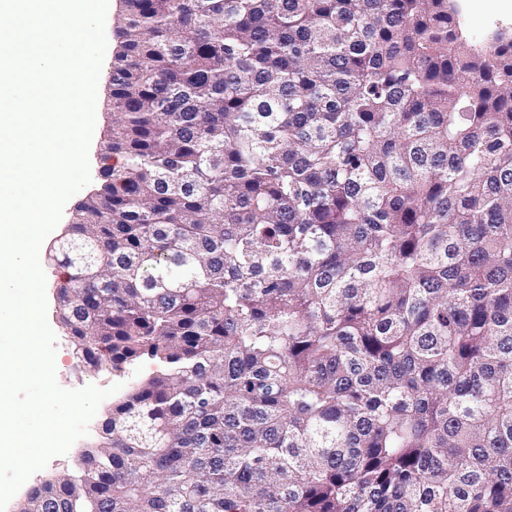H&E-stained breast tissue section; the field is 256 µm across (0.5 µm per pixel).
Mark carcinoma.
Instances as JSON below:
<instances>
[{
    "instance_id": "cac0c4a2",
    "label": "carcinoma",
    "mask_w": 512,
    "mask_h": 512,
    "mask_svg": "<svg viewBox=\"0 0 512 512\" xmlns=\"http://www.w3.org/2000/svg\"><path fill=\"white\" fill-rule=\"evenodd\" d=\"M49 260L165 370L17 512H512V36L450 0H126Z\"/></svg>"
}]
</instances>
